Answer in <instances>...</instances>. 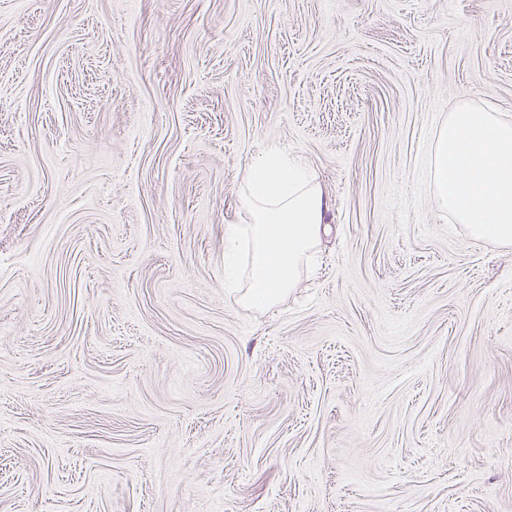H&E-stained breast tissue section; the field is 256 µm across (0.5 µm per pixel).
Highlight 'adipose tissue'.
Instances as JSON below:
<instances>
[{
	"mask_svg": "<svg viewBox=\"0 0 512 512\" xmlns=\"http://www.w3.org/2000/svg\"><path fill=\"white\" fill-rule=\"evenodd\" d=\"M241 203L249 223L232 225L231 239L250 244V281L244 301L270 305L291 288L300 261L313 247L327 204L295 163L268 149L243 175Z\"/></svg>",
	"mask_w": 512,
	"mask_h": 512,
	"instance_id": "adipose-tissue-1",
	"label": "adipose tissue"
}]
</instances>
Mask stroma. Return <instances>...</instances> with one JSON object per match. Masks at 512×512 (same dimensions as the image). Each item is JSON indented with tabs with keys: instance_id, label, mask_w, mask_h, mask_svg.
<instances>
[{
	"instance_id": "stroma-1",
	"label": "stroma",
	"mask_w": 512,
	"mask_h": 512,
	"mask_svg": "<svg viewBox=\"0 0 512 512\" xmlns=\"http://www.w3.org/2000/svg\"><path fill=\"white\" fill-rule=\"evenodd\" d=\"M512 119V0H0V512H512V249L386 212ZM311 268L224 285L245 168ZM242 183L241 203L250 224L231 225L229 237L250 243V281L242 299L265 307L294 285L327 204L322 191L275 148L245 170Z\"/></svg>"
}]
</instances>
